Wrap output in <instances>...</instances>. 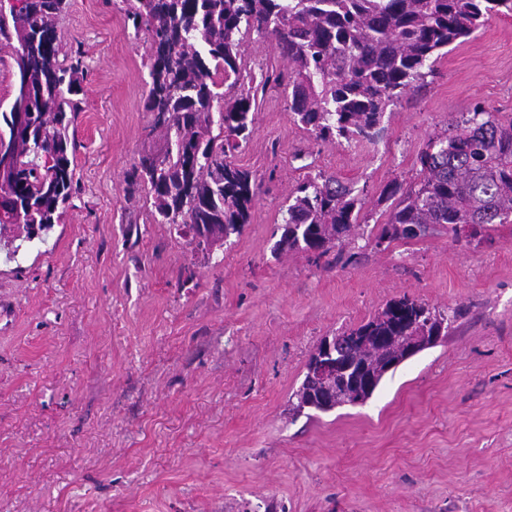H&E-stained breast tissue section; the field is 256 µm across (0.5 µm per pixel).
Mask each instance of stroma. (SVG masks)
<instances>
[{"label": "stroma", "mask_w": 512, "mask_h": 512, "mask_svg": "<svg viewBox=\"0 0 512 512\" xmlns=\"http://www.w3.org/2000/svg\"><path fill=\"white\" fill-rule=\"evenodd\" d=\"M121 0H68L82 60L78 186L42 237L0 249V512H512V223L376 247L390 182L462 112L512 117V17L449 46L378 144L314 140L268 86L232 159L260 181L224 246L154 223L125 175L149 148L146 35ZM363 200L327 256L277 252L308 170ZM409 297L457 318L371 399L293 414L324 338Z\"/></svg>", "instance_id": "35a3bbf8"}]
</instances>
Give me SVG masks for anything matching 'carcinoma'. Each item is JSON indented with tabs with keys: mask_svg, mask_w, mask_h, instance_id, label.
Here are the masks:
<instances>
[{
	"mask_svg": "<svg viewBox=\"0 0 512 512\" xmlns=\"http://www.w3.org/2000/svg\"><path fill=\"white\" fill-rule=\"evenodd\" d=\"M135 32L150 41L155 146L132 168L131 184L148 187L157 224H172L190 242L224 245L250 223L258 194L253 175L229 160L252 128L258 89L244 68L246 37H272L284 70L261 83L288 86L293 120L321 141L374 144L387 108L424 82L453 43L464 42L494 15L512 16V0H122ZM66 0H23L0 14V50L10 47L25 75L28 117L17 126L0 113V135L13 146V164L0 172V231L12 225L31 240L56 223L77 187L69 128L81 112L80 66L69 60L57 20ZM424 178L406 188L394 181L376 245L417 238L431 224L454 237L466 226L483 240L512 220V118L482 104L461 113L446 134L418 154ZM362 200L338 178L308 175L288 204L277 248L322 257L358 223ZM453 316L403 297L347 332L336 348L331 380L307 364L292 394L295 410L329 412L363 404L390 367L408 360L403 337L418 326L448 335Z\"/></svg>",
	"mask_w": 512,
	"mask_h": 512,
	"instance_id": "obj_1",
	"label": "carcinoma"
}]
</instances>
